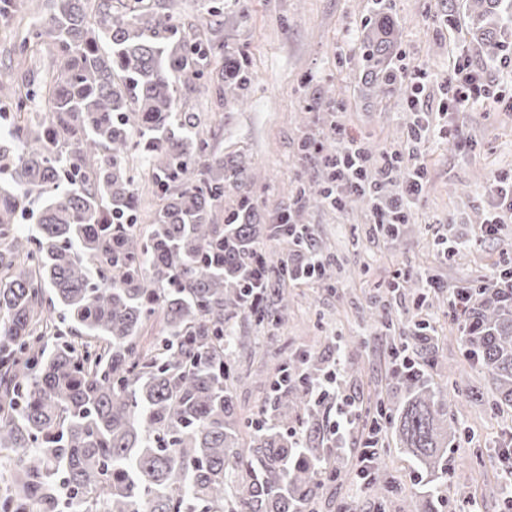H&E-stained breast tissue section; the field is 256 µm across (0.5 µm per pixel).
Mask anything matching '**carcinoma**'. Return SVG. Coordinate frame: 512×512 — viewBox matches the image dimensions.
Instances as JSON below:
<instances>
[{"label": "carcinoma", "instance_id": "cac0c4a2", "mask_svg": "<svg viewBox=\"0 0 512 512\" xmlns=\"http://www.w3.org/2000/svg\"><path fill=\"white\" fill-rule=\"evenodd\" d=\"M21 36L35 52L50 38L55 68L0 102V460L15 464L0 512H315L318 491L341 475L323 449L324 425L307 382L324 363L282 360L255 418L240 421L232 399L233 355L256 343L224 335L252 269L263 274L249 317L281 325L288 278L303 268L273 258L271 224L252 223L242 197L214 223L224 195L246 177L235 158L209 147L197 116L177 94L208 79L244 101V61L211 68L224 43L176 35L179 0L161 10L112 9V0H53ZM506 0H472L471 31L490 58L512 35ZM394 20L377 13L364 40L363 75L386 93ZM44 100L35 131L18 116ZM151 170L162 200L146 231L130 159ZM35 233L19 220L34 214ZM68 316L62 329L43 308L46 289ZM161 315L163 334L140 341ZM463 341L500 400L512 405V294L474 292ZM81 339L75 346L73 337ZM406 395L384 407L385 430L417 464L448 474V401L415 372ZM250 441L240 443L241 429Z\"/></svg>", "mask_w": 512, "mask_h": 512}]
</instances>
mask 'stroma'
I'll list each match as a JSON object with an SVG mask.
<instances>
[{"label":"stroma","instance_id":"obj_1","mask_svg":"<svg viewBox=\"0 0 512 512\" xmlns=\"http://www.w3.org/2000/svg\"><path fill=\"white\" fill-rule=\"evenodd\" d=\"M203 3L184 0L175 21L179 35L219 38L225 53L241 56L253 77L241 104L218 102L206 85L178 94L180 108L199 115L210 145L237 156L248 170V178L224 204L248 196L260 222L271 224L292 206L298 190H306L299 221L311 225L317 251L329 260L327 280L289 284L285 325L259 328L246 316L233 318L238 335L255 338L268 350L263 358L242 349L235 356L242 376L233 388L239 418L256 411L278 357L342 352V386L359 404L361 429L337 440L333 459L347 477L321 489L316 512H341L348 504L354 512H409L429 491L435 512H508L505 472L512 469L506 451L512 443V408L495 406L487 376L465 359L448 291L484 280L512 249V223L502 226L496 238L475 239L490 209L494 172L512 169V110L477 107L453 116V125L470 136V150L440 135L422 146L428 180L411 224L396 241L373 234L371 208L336 210L317 199L323 168L316 159L300 158L298 151L306 136L328 139L334 123L379 150L404 146L414 119L410 84L379 97L361 80L363 34L378 9L398 23L394 64L427 74L419 98L428 111L447 110L444 84L460 49L491 93L512 100V81L506 80L501 60L479 51L466 15L447 23L446 0H248L243 14L234 0H223L224 14L213 29L204 22ZM445 238L470 246L446 259L440 245ZM400 270L426 273L444 288L417 306L413 289L397 295L388 290ZM383 316L399 332L418 320L434 327L435 358L428 378L442 387L448 419L458 434L448 450L449 477L434 482L396 449L392 436H385L377 471L397 491L379 499L359 479L355 463L362 430L371 424L378 402L395 403L404 395L379 322ZM461 390L472 391L473 399L457 402Z\"/></svg>","mask_w":512,"mask_h":512}]
</instances>
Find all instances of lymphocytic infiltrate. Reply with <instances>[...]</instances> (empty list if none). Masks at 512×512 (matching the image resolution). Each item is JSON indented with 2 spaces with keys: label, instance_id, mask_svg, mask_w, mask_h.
<instances>
[{
  "label": "lymphocytic infiltrate",
  "instance_id": "1",
  "mask_svg": "<svg viewBox=\"0 0 512 512\" xmlns=\"http://www.w3.org/2000/svg\"><path fill=\"white\" fill-rule=\"evenodd\" d=\"M490 92L481 75L472 69L466 54H458L454 68L448 75V108L462 112L474 103L489 98ZM336 150L327 154L321 149L317 136L308 137L302 144L301 157L318 156L327 174V186L323 196L325 204L341 208L344 197L353 191L366 193L374 199V230L384 236L398 235L405 224L410 223L413 207L420 199L427 181V167L420 151L421 144L435 133L429 113H417L408 132L404 148L375 151L365 139L348 133L339 125H332ZM400 180V191L391 198L388 206H378L393 180ZM493 204L488 217L481 225L480 238H493L502 225L512 223V172H495L490 183ZM278 226L296 245L289 264H306L309 279H318L324 269V261L314 250L309 225L296 218L279 220ZM340 366L332 364L309 385L310 400L320 406L333 402L336 414L331 422V433L342 438L356 419L355 402L340 384Z\"/></svg>",
  "mask_w": 512,
  "mask_h": 512
}]
</instances>
